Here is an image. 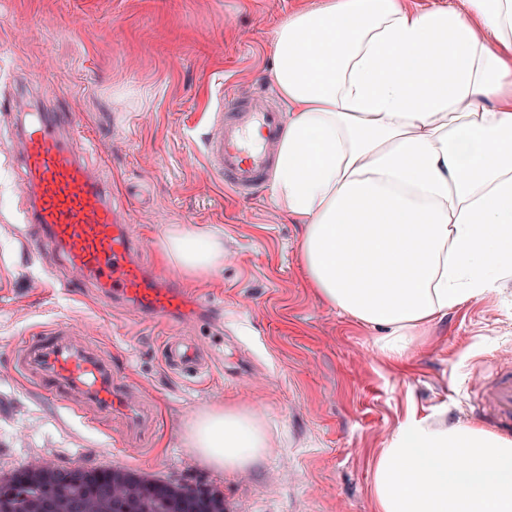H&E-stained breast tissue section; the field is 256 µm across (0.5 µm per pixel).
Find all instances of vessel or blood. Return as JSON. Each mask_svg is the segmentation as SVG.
I'll return each instance as SVG.
<instances>
[{
	"mask_svg": "<svg viewBox=\"0 0 512 512\" xmlns=\"http://www.w3.org/2000/svg\"><path fill=\"white\" fill-rule=\"evenodd\" d=\"M27 94L5 99L18 123L0 129V145L10 147L29 189L23 223L31 225L27 250L59 256L79 275V286L101 289L105 298L146 306L166 316L183 305L180 288L153 279L135 255L145 244L112 202V187L101 180L76 148L74 113L59 108L33 111ZM283 126L281 110L239 100L217 106L207 116L201 137L209 171L238 194L261 182L273 163V149ZM67 323L43 327L24 337L16 355L21 371L36 389L63 410L95 426L111 416L114 404L127 412L130 432L150 429V413L128 397V383L112 370L96 348L78 347ZM174 373L205 368L197 347L169 341L162 349ZM479 413L495 428L512 433V368L497 371L476 393Z\"/></svg>",
	"mask_w": 512,
	"mask_h": 512,
	"instance_id": "vessel-or-blood-1",
	"label": "vessel or blood"
}]
</instances>
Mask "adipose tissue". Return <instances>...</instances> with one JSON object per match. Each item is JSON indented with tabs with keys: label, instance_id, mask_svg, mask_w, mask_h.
<instances>
[{
	"label": "adipose tissue",
	"instance_id": "adipose-tissue-1",
	"mask_svg": "<svg viewBox=\"0 0 512 512\" xmlns=\"http://www.w3.org/2000/svg\"><path fill=\"white\" fill-rule=\"evenodd\" d=\"M288 106L271 191L302 224L307 282L404 361L420 331L512 272V0L413 9L303 0L275 31ZM166 261L224 265V238L166 225ZM186 448L247 471L271 446L262 414L198 412ZM375 512H512V440L409 412L373 460Z\"/></svg>",
	"mask_w": 512,
	"mask_h": 512
}]
</instances>
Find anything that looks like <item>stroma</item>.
<instances>
[{
    "mask_svg": "<svg viewBox=\"0 0 512 512\" xmlns=\"http://www.w3.org/2000/svg\"><path fill=\"white\" fill-rule=\"evenodd\" d=\"M301 0H0V96L31 88L40 107L76 113L88 161L111 184L150 271L181 282L182 311L152 317L96 289L69 290L55 257L23 249L27 191L0 151V475L20 465L129 468L223 493L230 512H374L372 462L409 409L476 422V390L512 365V275L486 299L449 310L401 364L379 356V333L309 288L302 227L270 183L245 196L206 169L208 112L225 95L268 104L274 31ZM224 236V266L191 278L167 263L163 228ZM78 325L151 408L153 430L122 417L97 427L69 417L23 380L21 337ZM190 337L207 372L174 375L166 339ZM254 407L272 448L254 469L219 473L183 443L201 408Z\"/></svg>",
    "mask_w": 512,
    "mask_h": 512,
    "instance_id": "stroma-1",
    "label": "stroma"
}]
</instances>
